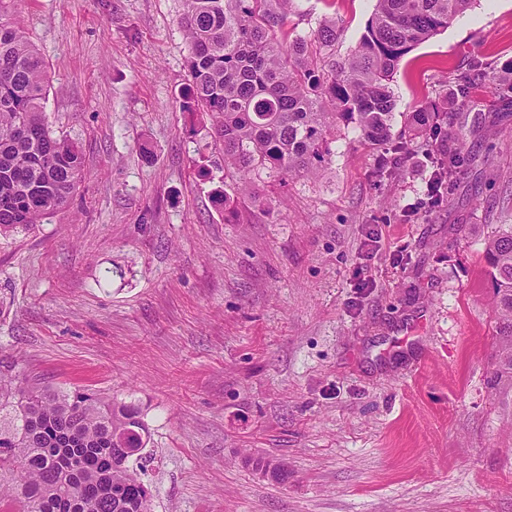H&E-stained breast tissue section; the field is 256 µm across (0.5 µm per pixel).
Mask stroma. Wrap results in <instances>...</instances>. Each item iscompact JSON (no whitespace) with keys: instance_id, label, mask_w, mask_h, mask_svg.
Segmentation results:
<instances>
[{"instance_id":"obj_1","label":"stroma","mask_w":512,"mask_h":512,"mask_svg":"<svg viewBox=\"0 0 512 512\" xmlns=\"http://www.w3.org/2000/svg\"><path fill=\"white\" fill-rule=\"evenodd\" d=\"M375 7L299 0L284 36L341 19L342 56ZM183 12L17 0L11 21L47 67L46 119L83 176L43 224L0 237V359L138 407L153 512H512L484 255L512 224V93L457 81L479 65L512 83V0H471L403 57L390 143L338 123L318 174L263 178L260 201L229 209L211 119L182 109ZM431 102L459 141L409 136ZM452 145L474 162L435 205Z\"/></svg>"}]
</instances>
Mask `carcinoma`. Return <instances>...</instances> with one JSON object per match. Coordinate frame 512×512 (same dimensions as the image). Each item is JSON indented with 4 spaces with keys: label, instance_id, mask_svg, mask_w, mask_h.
<instances>
[{
    "label": "carcinoma",
    "instance_id": "carcinoma-1",
    "mask_svg": "<svg viewBox=\"0 0 512 512\" xmlns=\"http://www.w3.org/2000/svg\"><path fill=\"white\" fill-rule=\"evenodd\" d=\"M0 0V236L26 231L67 203L82 178L77 143L45 119L43 59ZM191 83L183 109L202 108L224 145L237 191L253 194L259 169L307 176L331 155L339 121L372 144L391 138L390 83L402 58L447 28L470 0H376L358 45L336 58L339 27L281 37L296 0H185ZM440 115L416 110L437 133ZM495 286L498 354L489 380L512 391V225L485 241ZM150 433L132 404L43 387L0 362V504L9 512H152L137 468Z\"/></svg>",
    "mask_w": 512,
    "mask_h": 512
}]
</instances>
